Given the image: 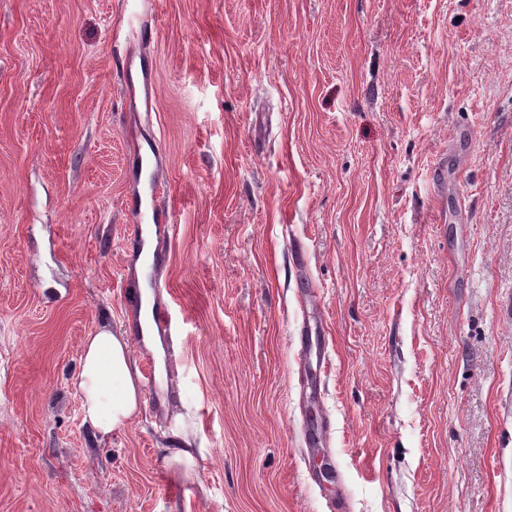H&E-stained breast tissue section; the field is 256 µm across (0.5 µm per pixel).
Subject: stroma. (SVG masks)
I'll list each match as a JSON object with an SVG mask.
<instances>
[{"mask_svg": "<svg viewBox=\"0 0 512 512\" xmlns=\"http://www.w3.org/2000/svg\"><path fill=\"white\" fill-rule=\"evenodd\" d=\"M154 24L128 34L131 11ZM167 386L98 440L129 160ZM329 361L298 383L302 306ZM333 465L308 476L303 424ZM512 512V0H0V512ZM155 188H152L150 184V203L138 190L139 202L138 206L134 209V219L137 224H133L134 232L127 237L129 247L132 246L133 252L137 251L142 253L139 257L138 271L141 279L144 277L146 266L149 264L151 259V251H148L145 247V239L142 237V225L144 230V237L147 242L151 241L152 234L154 232L153 224H173V215L169 211L159 209L155 204L154 198ZM151 223V224H145ZM144 250V251H143Z\"/></svg>", "mask_w": 512, "mask_h": 512, "instance_id": "stroma-1", "label": "stroma"}]
</instances>
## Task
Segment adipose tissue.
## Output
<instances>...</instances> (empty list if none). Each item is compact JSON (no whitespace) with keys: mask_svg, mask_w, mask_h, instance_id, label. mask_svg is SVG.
<instances>
[{"mask_svg":"<svg viewBox=\"0 0 512 512\" xmlns=\"http://www.w3.org/2000/svg\"><path fill=\"white\" fill-rule=\"evenodd\" d=\"M141 372L129 336L98 326L84 340L73 386L84 425L99 438L127 427L139 412Z\"/></svg>","mask_w":512,"mask_h":512,"instance_id":"obj_1","label":"adipose tissue"}]
</instances>
